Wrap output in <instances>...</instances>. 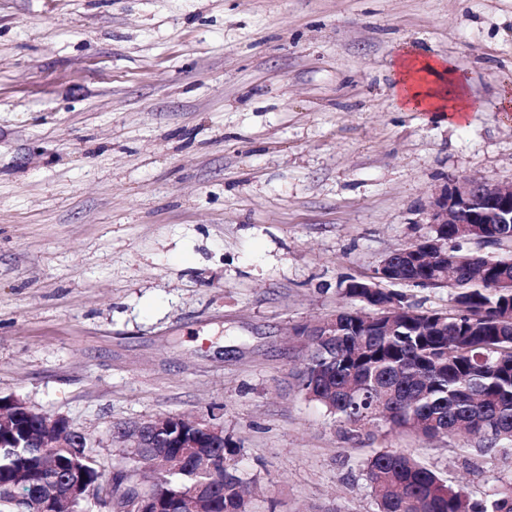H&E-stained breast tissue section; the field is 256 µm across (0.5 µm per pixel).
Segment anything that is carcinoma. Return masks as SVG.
Wrapping results in <instances>:
<instances>
[{
    "label": "carcinoma",
    "mask_w": 512,
    "mask_h": 512,
    "mask_svg": "<svg viewBox=\"0 0 512 512\" xmlns=\"http://www.w3.org/2000/svg\"><path fill=\"white\" fill-rule=\"evenodd\" d=\"M437 236L450 241H475L478 249H458L448 257L480 256V248L512 244L511 224H484L467 234L458 225H441ZM488 279L476 267L453 286L447 322L439 314L404 313L379 331L360 317L336 312V335H326L321 323L300 331L305 341V369L298 374L300 390L321 404L353 438L363 428L424 437L466 431L478 450L512 454V255L494 259ZM400 279L426 288L443 286L433 267L406 264ZM343 295L370 308L381 303L406 304L389 288H356L350 282ZM35 414H22L15 434L0 436V512H32L44 485L63 492L73 468L84 473L83 484L98 496L112 480L87 447L42 448L25 442L22 434L39 433ZM206 451L189 456L180 468L162 463L164 450L154 448L133 463L147 462L151 474L134 477L125 495H153L170 505L179 494L205 486L210 492L206 512H252L247 482L235 468L237 449L205 444ZM35 471L21 485L18 502L12 495L16 477ZM366 481L379 512H512V482L492 493L473 497L448 483L404 450L379 452L366 463Z\"/></svg>",
    "instance_id": "1"
}]
</instances>
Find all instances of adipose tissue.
Segmentation results:
<instances>
[{"mask_svg": "<svg viewBox=\"0 0 512 512\" xmlns=\"http://www.w3.org/2000/svg\"><path fill=\"white\" fill-rule=\"evenodd\" d=\"M399 84L396 101L405 111H429L438 109L444 95H452L453 105L449 122L465 124L472 104L464 94L462 83L451 74L443 60H422L412 55L401 56L398 63Z\"/></svg>", "mask_w": 512, "mask_h": 512, "instance_id": "adipose-tissue-1", "label": "adipose tissue"}]
</instances>
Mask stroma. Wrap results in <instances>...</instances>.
<instances>
[{"mask_svg":"<svg viewBox=\"0 0 512 512\" xmlns=\"http://www.w3.org/2000/svg\"><path fill=\"white\" fill-rule=\"evenodd\" d=\"M448 59L455 126L399 110ZM512 0H0V396L119 428L223 426L255 512H378L376 453L475 496L512 457L462 435L348 439L300 391L298 328L430 235L448 177L512 183ZM399 84L396 90V101L398 107L405 111H429L436 110L444 100L442 93L432 89L425 84V74L448 75V91L444 92L453 95V105L448 122L453 125L465 124L469 112L473 106L464 94L462 83L457 76L441 59L431 61L421 60L412 55H403L399 59Z\"/></svg>","mask_w":512,"mask_h":512,"instance_id":"35a3bbf8","label":"stroma"}]
</instances>
